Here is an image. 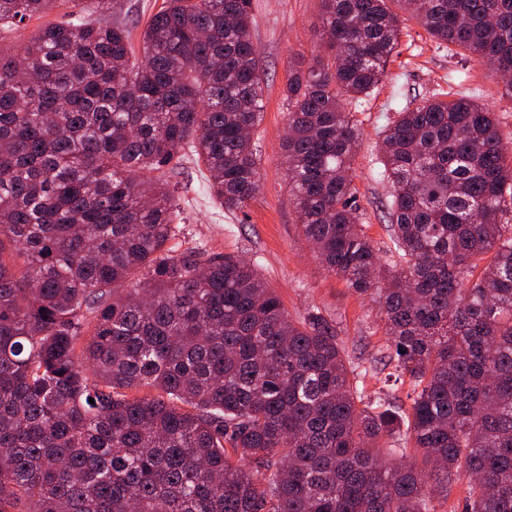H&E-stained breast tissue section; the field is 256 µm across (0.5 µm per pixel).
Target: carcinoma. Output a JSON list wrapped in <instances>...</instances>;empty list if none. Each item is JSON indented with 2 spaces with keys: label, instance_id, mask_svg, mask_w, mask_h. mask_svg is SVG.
<instances>
[{
  "label": "carcinoma",
  "instance_id": "1",
  "mask_svg": "<svg viewBox=\"0 0 512 512\" xmlns=\"http://www.w3.org/2000/svg\"><path fill=\"white\" fill-rule=\"evenodd\" d=\"M57 2L0 0V34ZM63 2L0 49V512H435L452 482L464 512H512V150L496 113L461 95L388 120L381 250L355 205L345 104L382 81L400 15L321 0L328 53L288 71L291 203L325 268L378 308L404 412L363 401L336 332L290 316L254 264L166 248L163 174L186 151L225 210L259 194L249 0H165L139 56L124 24ZM397 2L512 74V0ZM403 433L436 469L382 457ZM64 11H65V9H63L62 7L54 8L53 10L48 12L43 18L38 19V20L37 19L31 20L18 33L14 34V35H10V37H8L4 41H2V48L4 49V51H6V50L12 49L13 47L19 45L20 42L29 39L34 34V32L38 31L46 23L54 22L56 20L61 19Z\"/></svg>",
  "mask_w": 512,
  "mask_h": 512
}]
</instances>
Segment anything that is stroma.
Listing matches in <instances>:
<instances>
[{
    "label": "stroma",
    "mask_w": 512,
    "mask_h": 512,
    "mask_svg": "<svg viewBox=\"0 0 512 512\" xmlns=\"http://www.w3.org/2000/svg\"><path fill=\"white\" fill-rule=\"evenodd\" d=\"M252 36L265 72L264 110L253 133L258 149L261 190L248 207L228 212L209 190L208 172L187 156L171 181L177 188L179 215L169 241L172 250L196 248L233 253L254 262L289 313L315 311L334 329L345 356L372 368L369 393L409 406L410 384L388 382L395 364L377 308L328 273L304 240L290 201L282 143L287 127L283 89L291 68H307L324 50L321 0H250ZM451 91L479 94L497 114L504 142L512 143V102L503 84L474 57L439 47L413 19H404L398 55L374 90L354 105L361 128L353 172L356 202L366 234L377 247L389 241L387 204L390 186L378 175V133L394 112L417 97Z\"/></svg>",
    "instance_id": "1"
}]
</instances>
